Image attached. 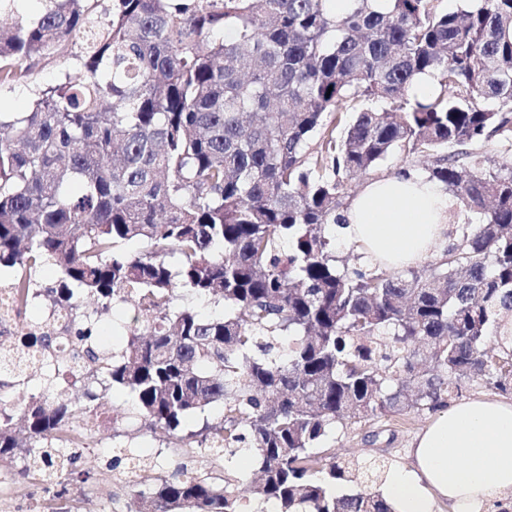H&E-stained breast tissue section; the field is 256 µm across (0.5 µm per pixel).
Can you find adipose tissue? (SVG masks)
Masks as SVG:
<instances>
[{"instance_id":"adipose-tissue-1","label":"adipose tissue","mask_w":512,"mask_h":512,"mask_svg":"<svg viewBox=\"0 0 512 512\" xmlns=\"http://www.w3.org/2000/svg\"><path fill=\"white\" fill-rule=\"evenodd\" d=\"M454 198L410 171L364 184L345 211L342 238L365 262L420 264L448 244ZM408 466L389 470L382 494L393 512H489L512 491V401L470 399L439 408L411 445Z\"/></svg>"}]
</instances>
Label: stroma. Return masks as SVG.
<instances>
[{
	"label": "stroma",
	"instance_id": "obj_1",
	"mask_svg": "<svg viewBox=\"0 0 512 512\" xmlns=\"http://www.w3.org/2000/svg\"><path fill=\"white\" fill-rule=\"evenodd\" d=\"M70 56H55L40 61L33 67H20L15 80L0 86V110L29 111L40 87L54 83L61 70L71 65ZM100 422L87 437L88 479H74L70 485L73 512H126L135 487L121 480L118 472L106 469L108 450L121 445L136 450L150 463L141 472V485L152 486L168 473L167 461L175 456L165 434L142 427L136 416L131 395L123 389L103 391L93 404ZM431 411L423 410L407 415H389L376 420L373 428L380 433L377 443L364 439L366 430L358 425H347L322 444L325 452L340 460L364 462L384 459L391 465H405L410 461V447L415 435L430 421Z\"/></svg>",
	"mask_w": 512,
	"mask_h": 512
}]
</instances>
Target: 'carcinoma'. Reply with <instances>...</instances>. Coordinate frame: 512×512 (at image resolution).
<instances>
[{"instance_id":"cac0c4a2","label":"carcinoma","mask_w":512,"mask_h":512,"mask_svg":"<svg viewBox=\"0 0 512 512\" xmlns=\"http://www.w3.org/2000/svg\"><path fill=\"white\" fill-rule=\"evenodd\" d=\"M351 2L112 0L102 20L95 0H47L0 28V85L81 39L30 111L0 112V268L18 271L22 309L38 269L57 268L81 362L46 364L37 393L23 372L0 378V464L67 485L96 382L131 393L174 447L224 462L221 484L178 464L128 512H249L247 494L277 512H392L370 487L336 493L387 463L325 462L324 437L434 411L475 378L512 390V166L478 151L512 149V0ZM425 73L436 92L417 100ZM394 152L431 157L466 218L422 265L349 263L350 182ZM186 293L224 311L205 318ZM87 299L134 311L120 353L95 345ZM211 405L217 420L184 431Z\"/></svg>"}]
</instances>
